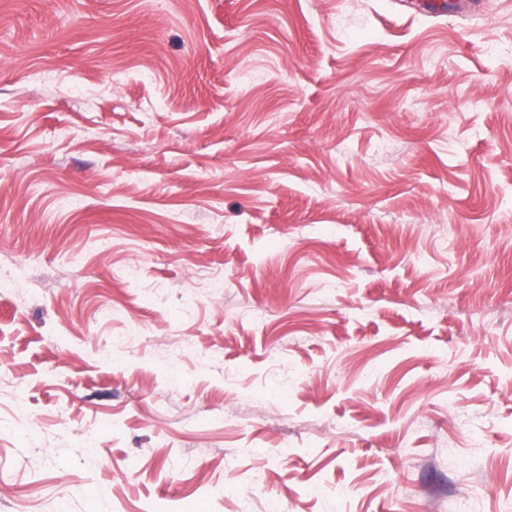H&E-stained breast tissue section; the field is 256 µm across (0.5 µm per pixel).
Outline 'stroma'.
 <instances>
[{
    "instance_id": "obj_1",
    "label": "stroma",
    "mask_w": 512,
    "mask_h": 512,
    "mask_svg": "<svg viewBox=\"0 0 512 512\" xmlns=\"http://www.w3.org/2000/svg\"><path fill=\"white\" fill-rule=\"evenodd\" d=\"M242 496L512 512V0H0V512Z\"/></svg>"
}]
</instances>
